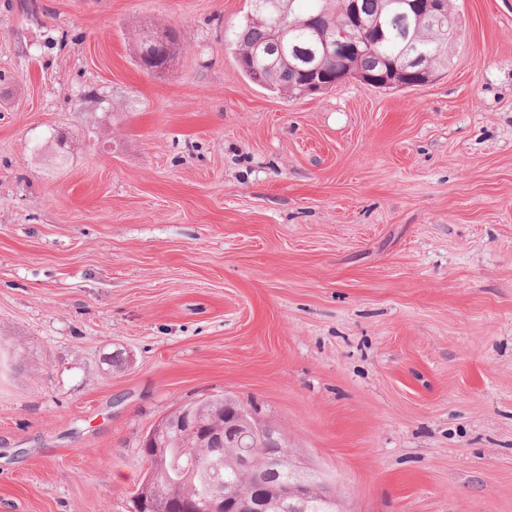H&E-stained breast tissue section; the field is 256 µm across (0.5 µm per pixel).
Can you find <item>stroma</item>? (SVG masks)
Returning <instances> with one entry per match:
<instances>
[{
	"mask_svg": "<svg viewBox=\"0 0 512 512\" xmlns=\"http://www.w3.org/2000/svg\"><path fill=\"white\" fill-rule=\"evenodd\" d=\"M247 6L0 0V512H126L224 393L347 512H512V0H451L428 85L296 98Z\"/></svg>",
	"mask_w": 512,
	"mask_h": 512,
	"instance_id": "35a3bbf8",
	"label": "stroma"
}]
</instances>
